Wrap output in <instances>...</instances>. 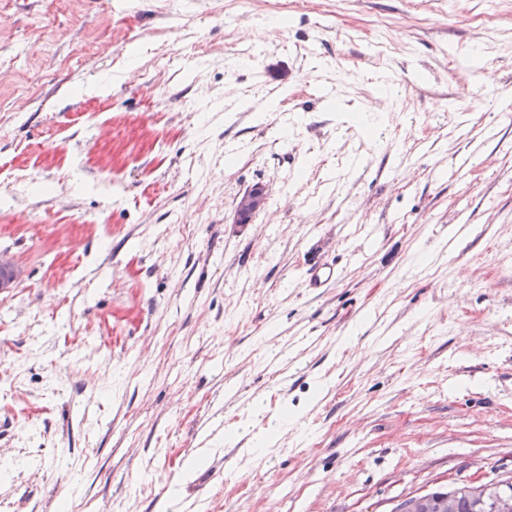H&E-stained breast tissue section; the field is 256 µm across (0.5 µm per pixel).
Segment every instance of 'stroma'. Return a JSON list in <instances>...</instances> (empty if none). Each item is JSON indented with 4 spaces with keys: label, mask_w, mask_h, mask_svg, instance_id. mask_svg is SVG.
<instances>
[{
    "label": "stroma",
    "mask_w": 512,
    "mask_h": 512,
    "mask_svg": "<svg viewBox=\"0 0 512 512\" xmlns=\"http://www.w3.org/2000/svg\"><path fill=\"white\" fill-rule=\"evenodd\" d=\"M0 256V512L507 478L512 0H0ZM268 195L264 184L257 183L241 193L235 201L234 218L237 224H248L253 216L263 210Z\"/></svg>",
    "instance_id": "1"
}]
</instances>
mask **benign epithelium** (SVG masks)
Returning a JSON list of instances; mask_svg holds the SVG:
<instances>
[{"mask_svg":"<svg viewBox=\"0 0 512 512\" xmlns=\"http://www.w3.org/2000/svg\"><path fill=\"white\" fill-rule=\"evenodd\" d=\"M266 186L257 183L241 193L235 201L237 224H248L267 204ZM23 276V268L0 257V291L13 287ZM507 478L499 483L471 481L446 488L426 490L404 498L392 512H458L461 500L467 499L480 508L489 503L493 512H512V492Z\"/></svg>","mask_w":512,"mask_h":512,"instance_id":"benign-epithelium-1","label":"benign epithelium"}]
</instances>
